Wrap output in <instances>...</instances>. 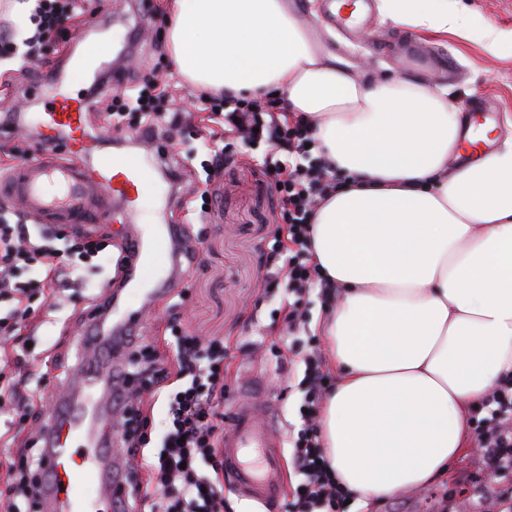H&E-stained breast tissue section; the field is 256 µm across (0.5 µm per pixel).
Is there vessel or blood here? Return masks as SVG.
Instances as JSON below:
<instances>
[{
  "label": "vessel or blood",
  "mask_w": 512,
  "mask_h": 512,
  "mask_svg": "<svg viewBox=\"0 0 512 512\" xmlns=\"http://www.w3.org/2000/svg\"><path fill=\"white\" fill-rule=\"evenodd\" d=\"M88 101L57 94L39 121L46 139L63 140L71 156L59 162L35 153L0 176V195L21 198L29 212L52 216L88 233L131 212L143 196L164 194L153 172L163 149L141 137L149 160L110 155L100 136L86 126ZM182 226L133 227L123 238V271L113 293L91 313L78 343L84 360L77 384L62 388L41 434L43 466L37 495L43 512H118L124 469L113 450V379L128 335L140 327L137 311L125 307L123 293L137 292L151 305L159 289L172 287L170 267L181 264L188 247ZM274 420L256 419L252 401L242 402L224 431V470L237 493L263 504L277 502L285 490V468L278 452Z\"/></svg>",
  "instance_id": "b4317fda"
}]
</instances>
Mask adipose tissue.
Here are the masks:
<instances>
[{
  "label": "adipose tissue",
  "mask_w": 512,
  "mask_h": 512,
  "mask_svg": "<svg viewBox=\"0 0 512 512\" xmlns=\"http://www.w3.org/2000/svg\"><path fill=\"white\" fill-rule=\"evenodd\" d=\"M166 48L189 87L283 95L317 124L344 187L311 250L341 288L319 323L335 389L320 415L337 482L365 508L445 476L471 409L512 377V118L495 150L449 167L495 122L462 120L446 89L366 78L316 49L288 0H169ZM383 21L512 48L463 0H380Z\"/></svg>",
  "instance_id": "1"
}]
</instances>
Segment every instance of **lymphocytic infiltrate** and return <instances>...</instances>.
Segmentation results:
<instances>
[{
    "instance_id": "obj_1",
    "label": "lymphocytic infiltrate",
    "mask_w": 512,
    "mask_h": 512,
    "mask_svg": "<svg viewBox=\"0 0 512 512\" xmlns=\"http://www.w3.org/2000/svg\"><path fill=\"white\" fill-rule=\"evenodd\" d=\"M73 0H35L29 17L31 31L23 43L0 38V57L16 54L26 47L35 54L61 22ZM134 101L146 117L142 132L152 137H172L173 121L158 112L157 103L166 88L154 75L134 76ZM204 104L225 132L244 135L251 145H267L263 164L272 177L274 189L286 220L287 244H273L267 261L271 283H282L286 294L319 288L325 298H334L335 288L313 265L309 249L311 218L319 200L336 187L334 174L323 158L311 157L315 141L311 124L290 119L277 100L232 99L201 96ZM39 266L44 277L35 283L21 279L19 271ZM69 266L59 252L41 245L28 224L0 225V299L14 308L10 320L0 321V344L8 349L0 354V416L26 423L30 403L18 389L27 352L20 334L34 311L30 304L37 287L63 290L69 287ZM176 357L167 362L142 338L127 342L130 358L118 380L116 395L121 422L120 442L126 452L132 481L125 484L130 499L149 501L150 512H224V463L218 450L224 438L218 426L219 409L224 404V342L219 338L201 340L184 332L175 337ZM308 384L302 423L293 441L292 462L302 480L293 490L290 512H349L348 492L337 483L325 460L319 423L315 412L330 386L317 353L304 360ZM150 398H163L165 417L159 446L148 452L151 442L139 405L133 398L140 392ZM488 416L473 418L472 433L482 451L483 464L490 477L512 476V382L497 384L488 399ZM40 456H13L0 453V471L10 480L0 499L20 497L36 504V479Z\"/></svg>"
}]
</instances>
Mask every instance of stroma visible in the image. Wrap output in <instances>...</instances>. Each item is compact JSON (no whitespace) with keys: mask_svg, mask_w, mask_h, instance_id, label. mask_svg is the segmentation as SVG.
Segmentation results:
<instances>
[{"mask_svg":"<svg viewBox=\"0 0 512 512\" xmlns=\"http://www.w3.org/2000/svg\"><path fill=\"white\" fill-rule=\"evenodd\" d=\"M306 28L316 29L314 43L335 52L353 70L367 76L397 75L447 87L457 106L484 98L495 102L497 120L512 116V52L490 51L484 44L456 36L432 37L410 33L382 21L379 0H368L355 42L343 30L326 24L322 0H297ZM167 0H86L70 11L51 42L43 44L36 59L22 55L0 62V113L21 111L31 116L44 111L57 85L81 92L91 106L88 127L106 133L110 126L104 108L114 86L130 89V72H155L168 80L176 108L188 115L169 140L179 163L176 190L181 198L166 220L185 225L195 260L190 271H178L182 286L160 296L147 308L140 334L156 344L167 359L175 348L167 344L172 328L202 338L223 339L228 349L224 361V413L241 399L248 373H256L262 388L253 396L261 411L271 412L280 431L282 454L301 424L299 407L305 396V357L325 343L314 327L327 305L317 292L300 295L305 328L289 330L281 297L266 280L264 259L281 231L282 218L269 177L256 160L263 148H249L233 136H209L206 115L188 109L190 87L176 73L165 50L164 16ZM103 42L111 55L134 46V57L123 62L126 72L113 84L108 72L75 68L88 44ZM230 154L235 164L212 172L214 154ZM220 186L222 201L211 206L207 184ZM121 224L103 225L98 238L106 248L102 259L72 260L74 287L57 298L34 296L31 304L43 324L31 342L25 365L26 392L33 417L45 420L60 384L77 373L81 353L77 340L84 321L112 274L111 256L122 251ZM292 363H283L281 352ZM502 481L487 476L481 457L473 449L452 466L448 476L421 490L402 492L370 508L369 512H464L469 505L497 499Z\"/></svg>","mask_w":512,"mask_h":512,"instance_id":"1","label":"stroma"}]
</instances>
